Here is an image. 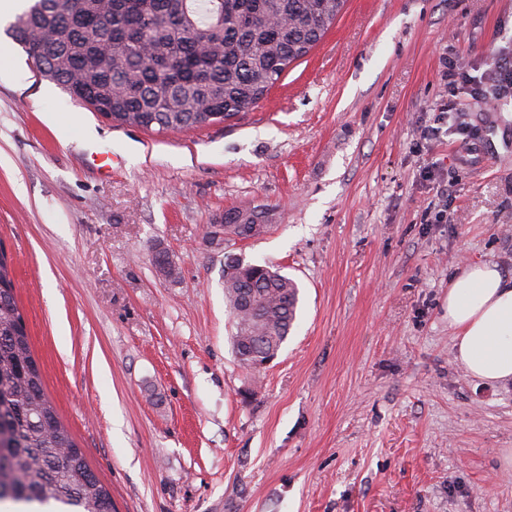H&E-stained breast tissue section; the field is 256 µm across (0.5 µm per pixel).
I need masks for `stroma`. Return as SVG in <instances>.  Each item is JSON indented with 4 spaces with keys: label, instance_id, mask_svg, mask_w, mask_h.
Returning <instances> with one entry per match:
<instances>
[{
    "label": "stroma",
    "instance_id": "35a3bbf8",
    "mask_svg": "<svg viewBox=\"0 0 512 512\" xmlns=\"http://www.w3.org/2000/svg\"><path fill=\"white\" fill-rule=\"evenodd\" d=\"M10 29L0 249L114 512H512V379L471 377L448 325L468 265L512 273V87L484 93L512 0H346L257 106L168 133L74 102ZM231 207L270 230L210 243ZM228 251L299 286L257 375Z\"/></svg>",
    "mask_w": 512,
    "mask_h": 512
}]
</instances>
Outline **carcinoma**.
I'll return each instance as SVG.
<instances>
[{
    "label": "carcinoma",
    "instance_id": "1",
    "mask_svg": "<svg viewBox=\"0 0 512 512\" xmlns=\"http://www.w3.org/2000/svg\"><path fill=\"white\" fill-rule=\"evenodd\" d=\"M345 0H34L12 37L70 97L112 122L180 132L256 106L336 22ZM225 232L255 238L268 225L253 209L224 211ZM153 265L175 280L165 250ZM224 298L232 346L249 369L280 351L296 319L297 283L266 265L224 254ZM52 512H112V496L90 470L47 395L17 303L13 269L0 250V504Z\"/></svg>",
    "mask_w": 512,
    "mask_h": 512
}]
</instances>
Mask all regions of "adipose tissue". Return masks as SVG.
<instances>
[{"label": "adipose tissue", "mask_w": 512, "mask_h": 512, "mask_svg": "<svg viewBox=\"0 0 512 512\" xmlns=\"http://www.w3.org/2000/svg\"><path fill=\"white\" fill-rule=\"evenodd\" d=\"M448 324L473 378H512V274L491 263L468 266L448 287Z\"/></svg>", "instance_id": "1"}]
</instances>
